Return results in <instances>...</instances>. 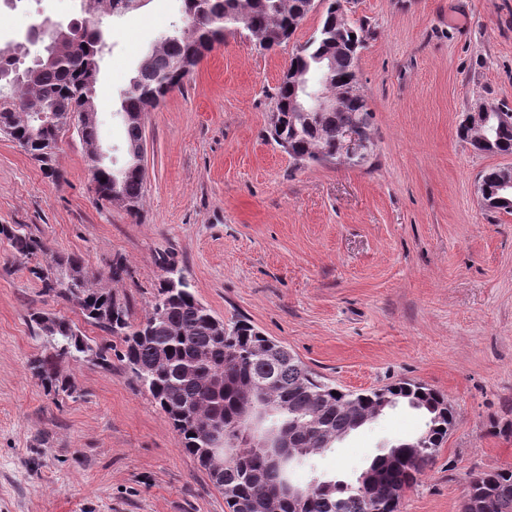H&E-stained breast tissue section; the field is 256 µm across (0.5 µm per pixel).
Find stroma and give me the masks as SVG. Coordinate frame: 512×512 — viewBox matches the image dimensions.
<instances>
[{
    "label": "stroma",
    "instance_id": "1",
    "mask_svg": "<svg viewBox=\"0 0 512 512\" xmlns=\"http://www.w3.org/2000/svg\"><path fill=\"white\" fill-rule=\"evenodd\" d=\"M181 11V0H147L114 21L99 84L105 150L123 145L120 92ZM77 15L75 0H20L0 9V49ZM320 18L272 51L226 34L145 115L139 218L96 204L76 131L59 144V183L0 135V224L94 271L123 259L127 275L108 286L134 318L171 271L216 317L248 318L335 385L440 390L457 423L401 512H458L471 474L512 467V438L491 432L512 422V213L487 210L478 192L480 175L512 156L474 152L457 134L477 102L512 107V0H354L351 22L370 30L356 73L374 141L359 166L303 167L269 136L282 72ZM32 265L0 239V512H228L120 361L121 340L42 295ZM34 309L111 347V365L59 359L77 390L48 396L28 369L50 349L28 323ZM424 423L398 406L289 477L355 481Z\"/></svg>",
    "mask_w": 512,
    "mask_h": 512
}]
</instances>
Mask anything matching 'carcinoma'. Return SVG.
Returning a JSON list of instances; mask_svg holds the SVG:
<instances>
[{
  "label": "carcinoma",
  "mask_w": 512,
  "mask_h": 512,
  "mask_svg": "<svg viewBox=\"0 0 512 512\" xmlns=\"http://www.w3.org/2000/svg\"><path fill=\"white\" fill-rule=\"evenodd\" d=\"M144 0H80L87 14L120 17L143 6ZM321 21L311 37L290 59L284 81L276 93L277 124L270 136L299 163L339 158L336 132L354 127L371 139L372 114L366 101L350 100L336 112L296 111L303 95V79L326 68L330 88L344 93L357 82L356 67L368 31L347 22L340 0H326ZM312 0H183L180 23L174 25L160 46L143 57L135 76L120 94V111L125 120L126 159L117 168L103 167L94 180L95 199L112 205L111 193L119 195L122 207L133 217L140 214L144 192L143 155L145 130L141 115L155 109L170 93L179 90L215 44L224 41L226 31L240 28L261 48L279 46L295 34L300 22L312 11ZM103 32L92 27L54 58L40 52L42 61L28 70L29 48L21 42L0 49V72L9 71L14 82L5 87L0 101V131L6 133L35 160L43 173L58 181L56 150L65 130L49 127L34 134L24 118L48 102L61 115L95 112L98 108L96 84L100 64L106 54ZM495 150L512 155V123L492 121ZM87 148L97 145V121L88 117L75 127ZM499 170L482 176L483 204L489 210L512 212V196L497 188ZM0 238L26 257L43 256L31 269L39 281L41 294L78 303L84 320L124 344L121 361L133 379L145 389L167 417L183 450L202 470L209 447L203 421L212 414L224 416V426L244 423V410L257 401L252 385L265 378L269 391L284 398L286 409L279 421L292 427L304 446L327 450L357 427L373 419L381 404L391 408L401 401L422 412L425 428L410 441H402L387 453L376 456L368 467L375 477L372 491L350 488L336 479H323L302 487L305 500L285 502L281 512H399L401 499L436 457L441 444L456 425V412L439 391L417 383L401 381L380 389L351 392L322 380L291 350L281 347L277 358L260 356L273 339L249 320L239 319L221 333L216 317L194 295L189 281L171 288L163 280L151 309L136 321L131 304L106 289L92 287L103 277L89 271L76 254L51 253L45 243L19 224H0ZM66 268L76 274L69 286L59 283L58 272ZM29 322L38 334L49 338L61 358L81 359L88 338L68 320L39 309L29 313ZM193 365L205 374L224 375V389L206 392L184 374ZM45 392L72 395L74 382L60 375L54 361L43 355L29 364ZM337 395H332V392ZM196 405L192 415L182 414V404ZM422 443L416 448L414 444ZM280 475L266 471L249 448H233L224 464V477L214 486L224 493L229 512H248L247 503L273 490ZM460 512H512V469L478 472L468 481Z\"/></svg>",
  "instance_id": "obj_1"
}]
</instances>
